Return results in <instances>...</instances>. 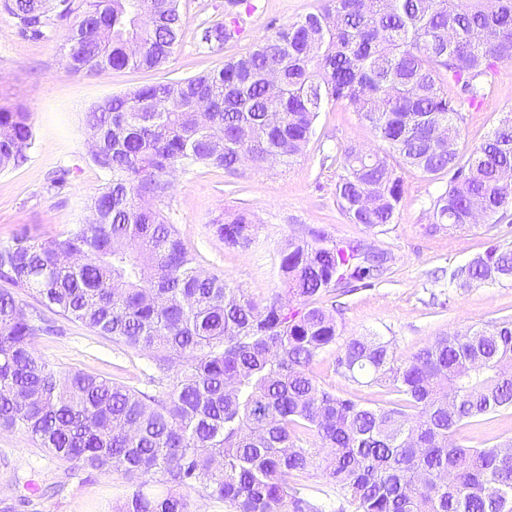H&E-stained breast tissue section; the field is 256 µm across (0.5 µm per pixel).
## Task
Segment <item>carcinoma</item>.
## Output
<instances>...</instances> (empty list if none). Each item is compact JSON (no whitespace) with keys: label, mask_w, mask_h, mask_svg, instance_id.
Masks as SVG:
<instances>
[{"label":"carcinoma","mask_w":512,"mask_h":512,"mask_svg":"<svg viewBox=\"0 0 512 512\" xmlns=\"http://www.w3.org/2000/svg\"><path fill=\"white\" fill-rule=\"evenodd\" d=\"M18 33L41 41L67 25L68 72L157 70L181 41L179 0H4ZM235 29L201 27L219 51ZM512 63V0H325L273 29L218 71L158 82L87 114L88 154L107 181L90 214L62 238L24 228L0 243V428L68 463L120 476L117 512H188L183 490L229 512H512V444L470 447L457 432L512 410V319L438 336L409 358L378 336L343 344L348 380L379 385L365 405L319 383L313 364L340 331L324 300L352 281L372 285L389 262L322 229L280 251L284 295L259 301L187 251L157 203L169 177L199 165L237 171L292 164L318 113L342 103L385 144L338 148L336 194L373 234L393 223L416 169L451 174L433 198V229L512 211V116L479 144L461 141L464 112L492 94ZM461 96L448 95V86ZM31 112L0 107V170L27 160ZM224 245L255 238L241 211L215 225ZM459 287L512 282V246L458 268ZM35 297L126 351L149 355L140 389L59 371L36 354L43 328L19 304ZM321 470L323 497L297 479Z\"/></svg>","instance_id":"1"}]
</instances>
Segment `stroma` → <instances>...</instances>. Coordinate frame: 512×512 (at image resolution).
Listing matches in <instances>:
<instances>
[{"instance_id":"1","label":"stroma","mask_w":512,"mask_h":512,"mask_svg":"<svg viewBox=\"0 0 512 512\" xmlns=\"http://www.w3.org/2000/svg\"><path fill=\"white\" fill-rule=\"evenodd\" d=\"M324 0H180L182 42L160 70L125 68L102 75L75 76L64 67L65 28L49 41L20 37L13 18L0 8V105L21 104L31 113L32 146L21 165L0 170V239L21 227L61 236L81 223L105 172L87 153L85 115L116 95L159 81H179L221 69L225 61L248 53L270 28L315 11ZM237 20L239 34L223 49L197 46L203 21ZM512 112V65L501 70L482 108L466 113L461 138L481 142L498 119ZM355 143L370 151L383 144L355 113L338 105L318 114L305 153L290 166L264 171L243 166L235 174L215 166L179 171L161 212L178 227L185 246L208 273L226 276L233 287L257 299L283 294L280 250L286 241L303 239L322 228L337 240H363L386 251L392 262L370 287L337 297L335 317L342 339L377 336L405 359L435 337L451 335L512 315V284L459 288L454 270L494 244L512 246V215L464 229L428 232L433 217L429 199L437 185L419 171H404V192L387 232L372 234L351 223L336 197L337 145ZM70 172L63 194L48 191L52 172ZM248 211L256 222L253 243L225 247L213 229L215 220ZM18 299L27 313L42 312L52 331L39 336L37 354L60 370L85 372L143 387L151 363L147 356L124 351L110 338L85 326L41 311L26 294ZM339 346L314 364L322 385L366 404L384 400L382 387H361L336 368ZM66 463L56 460L27 435L0 430V512H111L129 487L118 477L82 471L65 477Z\"/></svg>"}]
</instances>
